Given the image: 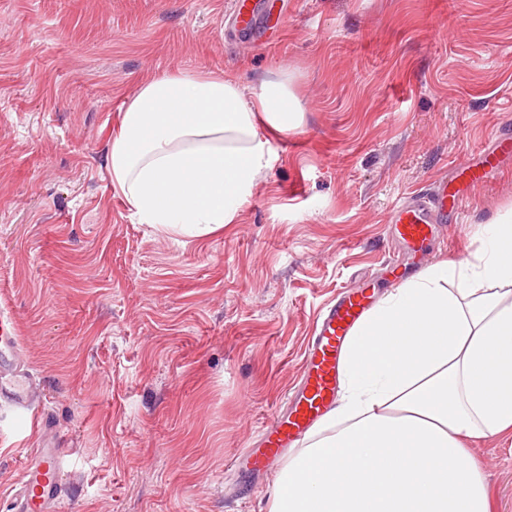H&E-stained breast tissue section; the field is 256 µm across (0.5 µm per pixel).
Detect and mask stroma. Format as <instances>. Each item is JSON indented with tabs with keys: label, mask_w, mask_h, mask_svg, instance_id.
Returning <instances> with one entry per match:
<instances>
[{
	"label": "stroma",
	"mask_w": 512,
	"mask_h": 512,
	"mask_svg": "<svg viewBox=\"0 0 512 512\" xmlns=\"http://www.w3.org/2000/svg\"><path fill=\"white\" fill-rule=\"evenodd\" d=\"M234 0H0V309L75 464L71 512H258L252 447L345 287L410 278L394 204L512 122V0H288L278 41ZM285 72L303 115L224 229L139 223L106 166L124 104L164 73ZM512 168L474 187L424 259L475 251ZM0 410V512L38 447ZM512 512V441L472 450Z\"/></svg>",
	"instance_id": "stroma-1"
}]
</instances>
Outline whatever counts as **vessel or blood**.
I'll return each mask as SVG.
<instances>
[{"label":"vessel or blood","mask_w":512,"mask_h":512,"mask_svg":"<svg viewBox=\"0 0 512 512\" xmlns=\"http://www.w3.org/2000/svg\"><path fill=\"white\" fill-rule=\"evenodd\" d=\"M512 156V132L495 145L472 154L458 169L464 183L449 188L447 180L424 192H412L390 212L388 236L411 256H419L448 225L458 223L460 201L468 189L496 178L500 162ZM367 286L350 288L328 306L316 324L306 354L303 378L290 404L276 410L254 448L238 456L235 467H267L291 448L332 408L342 344L371 306ZM0 405L13 409L20 425H36L43 437L24 461L14 485L13 512H65L69 494L64 477L71 467L67 449L59 444L55 423L40 409L37 387L23 357L21 338L8 312L0 311Z\"/></svg>","instance_id":"b4317fda"}]
</instances>
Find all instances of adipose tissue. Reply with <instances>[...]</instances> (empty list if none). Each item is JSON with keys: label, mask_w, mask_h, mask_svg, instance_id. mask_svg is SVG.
<instances>
[{"label": "adipose tissue", "mask_w": 512, "mask_h": 512, "mask_svg": "<svg viewBox=\"0 0 512 512\" xmlns=\"http://www.w3.org/2000/svg\"><path fill=\"white\" fill-rule=\"evenodd\" d=\"M287 74L166 73L122 113L107 164L141 223H234L300 123ZM383 295L347 337L334 409L277 472L263 512H492L469 447L512 439V213Z\"/></svg>", "instance_id": "1"}]
</instances>
